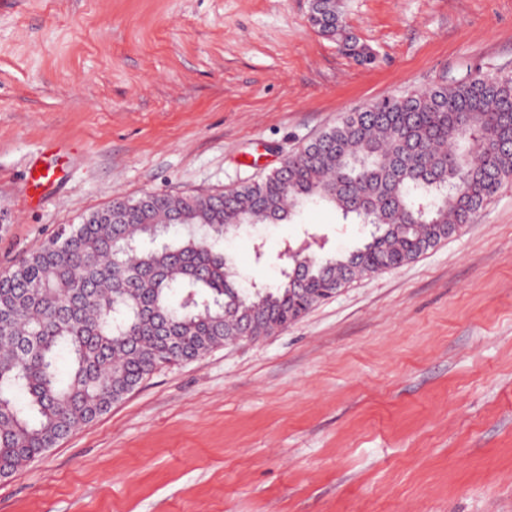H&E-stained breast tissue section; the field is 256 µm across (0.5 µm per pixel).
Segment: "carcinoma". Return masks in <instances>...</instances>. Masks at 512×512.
<instances>
[{
  "label": "carcinoma",
  "instance_id": "1",
  "mask_svg": "<svg viewBox=\"0 0 512 512\" xmlns=\"http://www.w3.org/2000/svg\"><path fill=\"white\" fill-rule=\"evenodd\" d=\"M319 32L374 56L334 0ZM512 178V80L480 72L348 113L236 189L116 201L0 273V478L56 447L161 367L268 336L357 278L448 240ZM309 204L368 230L351 251L285 244L275 285H249L224 240L288 224ZM67 353L64 376L58 359Z\"/></svg>",
  "mask_w": 512,
  "mask_h": 512
}]
</instances>
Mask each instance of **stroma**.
<instances>
[{
    "label": "stroma",
    "mask_w": 512,
    "mask_h": 512,
    "mask_svg": "<svg viewBox=\"0 0 512 512\" xmlns=\"http://www.w3.org/2000/svg\"><path fill=\"white\" fill-rule=\"evenodd\" d=\"M340 3L374 64L309 0H0V271L112 200L254 182L379 99L512 80V0ZM309 232L363 237L309 206L224 248L272 284ZM0 512H512V180L416 260L153 372L0 479ZM311 13L320 15L323 23L315 26L319 32L336 42L342 52L361 64H372L374 56L346 26L333 0H314Z\"/></svg>",
    "instance_id": "35a3bbf8"
}]
</instances>
